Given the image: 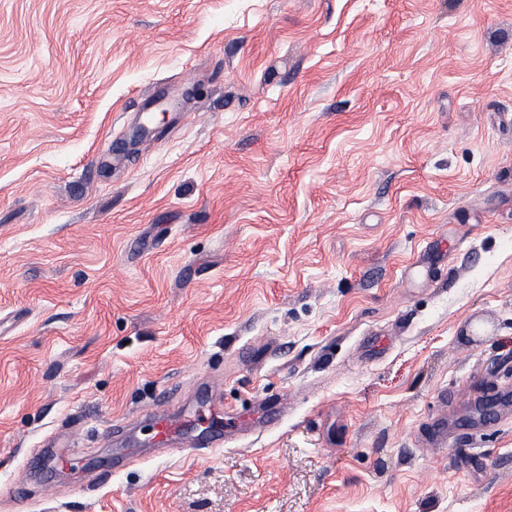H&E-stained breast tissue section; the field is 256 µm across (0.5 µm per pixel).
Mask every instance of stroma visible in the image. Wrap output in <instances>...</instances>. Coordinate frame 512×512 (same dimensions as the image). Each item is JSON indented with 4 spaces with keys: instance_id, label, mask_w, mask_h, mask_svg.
Masks as SVG:
<instances>
[{
    "instance_id": "obj_1",
    "label": "stroma",
    "mask_w": 512,
    "mask_h": 512,
    "mask_svg": "<svg viewBox=\"0 0 512 512\" xmlns=\"http://www.w3.org/2000/svg\"><path fill=\"white\" fill-rule=\"evenodd\" d=\"M213 378L283 418L156 453ZM502 385L512 0H0V512H512V423L419 440Z\"/></svg>"
}]
</instances>
